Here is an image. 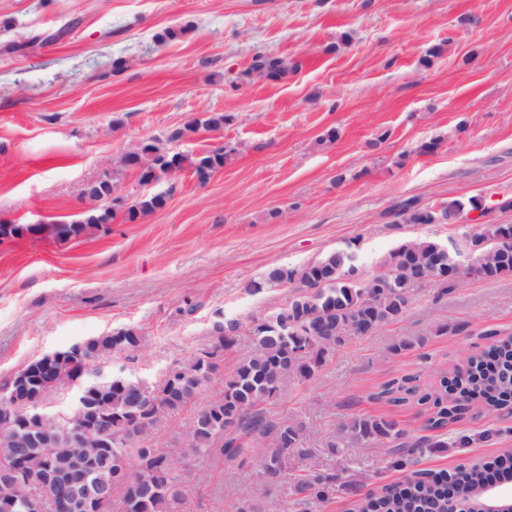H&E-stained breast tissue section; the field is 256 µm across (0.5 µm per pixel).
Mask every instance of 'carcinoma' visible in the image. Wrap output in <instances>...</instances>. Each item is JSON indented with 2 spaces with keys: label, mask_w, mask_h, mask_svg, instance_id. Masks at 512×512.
Instances as JSON below:
<instances>
[{
  "label": "carcinoma",
  "mask_w": 512,
  "mask_h": 512,
  "mask_svg": "<svg viewBox=\"0 0 512 512\" xmlns=\"http://www.w3.org/2000/svg\"><path fill=\"white\" fill-rule=\"evenodd\" d=\"M288 61L282 57L258 53L249 72L277 79L287 75ZM228 121L226 115L196 117L172 131L167 141L182 139L199 128L218 129ZM237 148L219 147L199 155L169 150L164 141L154 139L129 152L134 167L143 178L157 180L173 171L191 169L200 182H206L224 168ZM162 195L141 197L128 209L126 220L135 222L163 207ZM396 219L400 224H428L430 217L405 200L399 204ZM113 211L109 205L87 210L79 219L50 225L49 233L67 241L86 231L109 224ZM357 255L350 249L331 252L301 268H272L260 281L249 284L255 292L265 288L293 286L304 294L277 307L248 329L253 349L226 375L220 362L205 368L195 355L174 365L159 385L123 373L112 383L99 385L91 395L96 409L112 418L101 421L103 441L109 443L117 431L126 434L128 443L105 450L94 465L85 463L86 449L80 447L82 433L77 423L47 415V422L29 432L27 447H18L15 430L0 423V464L26 469L48 465L64 478L98 488L119 487L126 512H174L178 498L185 497L181 470L185 455L206 458L219 452L228 459L242 453L246 445L258 440L262 448L259 471L273 481H284L297 495L324 499L335 478L312 470L304 445L303 426L284 418H268L264 404L274 399L294 381L312 377L326 363L336 347L354 336H368L384 323L402 316L423 284L447 287L446 274L455 268L456 256L446 251L443 242L430 238L405 241L391 250L378 271L399 272L392 281L370 293L356 283L349 269L357 266ZM478 275L487 280L512 276V251L505 253L487 247ZM140 336L120 329L94 336L83 347L68 352L65 359L40 374L27 397H44L71 380H81L88 366L114 352L134 349ZM500 365L488 366L483 354L468 358L469 373L460 378L441 373L439 385L425 388L419 376L405 375L379 387L375 398L394 406L415 404L425 411L428 435L410 436L398 423L386 417L354 415L343 424L340 441L346 445L367 440L381 448L392 467L404 468L416 461V455L428 448H446L448 424L473 412L507 411L512 413V336L494 340ZM214 378L224 382V394L211 401L195 417L187 433L185 448H143L141 439L162 411L175 412L188 405L201 386ZM51 448H65L58 456ZM298 457L296 473H290L288 454ZM512 467V448L487 459L461 464L453 471H414L403 484L386 485L353 502L349 512H448L445 488L454 484L466 491L470 505L482 507V495L489 473Z\"/></svg>",
  "instance_id": "cac0c4a2"
}]
</instances>
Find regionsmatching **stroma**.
<instances>
[{
	"label": "stroma",
	"mask_w": 512,
	"mask_h": 512,
	"mask_svg": "<svg viewBox=\"0 0 512 512\" xmlns=\"http://www.w3.org/2000/svg\"><path fill=\"white\" fill-rule=\"evenodd\" d=\"M36 34L43 42L9 50ZM259 52L292 70L248 75ZM205 113L228 121L170 148L235 147L207 181L184 170L146 186L122 166L141 142ZM433 139L439 148L421 152ZM107 170L124 200L161 193L166 202L133 223L115 210L112 224L67 242L0 239V385L33 358L126 328L140 343L104 359L105 370L159 384L212 347L217 324H249L288 300V288L250 290L271 268L353 245L367 276L401 241L462 234L458 224L395 223L391 207L408 198L477 197L483 222L512 224V0H0V223L76 220ZM494 331L512 332V277L418 289L401 319L337 348L271 407L304 424L320 473L335 476L327 501L265 481L251 447L234 460L191 461L178 512L247 502L260 512H347L351 500L405 481L407 470L368 443L328 440L354 415L421 434L419 407L375 392L408 374L435 384L440 369L488 350ZM403 337L416 346L393 351ZM223 391L213 380L181 411L161 413L144 446L182 445ZM464 435L471 442L458 447ZM447 436L418 469L450 471L512 448V415H467Z\"/></svg>",
	"instance_id": "stroma-1"
}]
</instances>
